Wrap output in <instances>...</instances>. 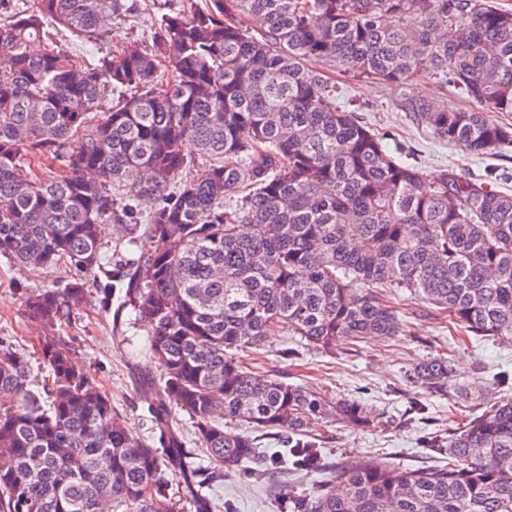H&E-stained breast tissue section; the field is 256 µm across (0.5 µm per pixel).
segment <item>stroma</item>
Here are the masks:
<instances>
[{"instance_id": "35a3bbf8", "label": "stroma", "mask_w": 512, "mask_h": 512, "mask_svg": "<svg viewBox=\"0 0 512 512\" xmlns=\"http://www.w3.org/2000/svg\"><path fill=\"white\" fill-rule=\"evenodd\" d=\"M333 78L342 102L357 108L364 121L421 164L428 175H438L450 167L465 177L492 170L497 174L496 189L512 192V147L495 158L468 154L416 127L400 106L405 95L471 110L477 109V102L459 99L423 75L404 89L352 80L338 72ZM66 283L62 270L26 268L0 257V337L27 354L29 379L34 385L42 377L37 346L44 330L28 321L22 291L61 288ZM397 309L406 330L386 342L340 341L325 352L280 332L268 337L259 349L246 352L247 366L330 398L340 394L355 398L371 415L382 418L383 424L356 430L330 421L322 444L326 468L295 472L281 468L262 479L244 468L210 490L216 503L231 505L232 512H274L279 489L299 499L311 498L321 485L337 480L342 466L357 458L399 467L447 464V454L434 447L436 436L447 435L498 398L512 395V341L465 337L417 299L401 298ZM126 320L123 314L104 313L99 293L91 287L74 320L60 327L58 333L75 360L87 367L111 396L119 417L144 435L149 413L135 393V381L142 376H158L159 370L143 352L145 329L114 330V322ZM441 354L451 357L453 369L444 395L427 391L413 378L416 365Z\"/></svg>"}]
</instances>
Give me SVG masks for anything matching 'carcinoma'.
Masks as SVG:
<instances>
[{"label": "carcinoma", "instance_id": "obj_1", "mask_svg": "<svg viewBox=\"0 0 512 512\" xmlns=\"http://www.w3.org/2000/svg\"><path fill=\"white\" fill-rule=\"evenodd\" d=\"M0 19V256L63 266V288L23 297L53 331L91 281L102 309H131L160 376L138 392L151 436L130 430L58 337L29 361L0 338V512H177L168 477L197 512L203 490L244 463L322 466L332 417L375 426L355 399L254 371L240 353L280 329L322 350L404 332L399 294L475 336L512 339V194L492 174L431 180L336 103L328 75L403 86L426 74L487 111L405 97L439 141L497 156L512 127V10L492 0H176L141 47L112 48L126 0H36ZM53 22L101 46L70 63ZM322 66L316 70L309 66ZM155 201L144 217L134 203ZM112 241L136 247L120 259ZM444 355L416 382L445 391ZM193 423L186 447L171 405ZM448 464L350 462L341 489L288 497L292 512H512V396L435 441ZM206 457L209 465L200 463Z\"/></svg>", "mask_w": 512, "mask_h": 512}]
</instances>
